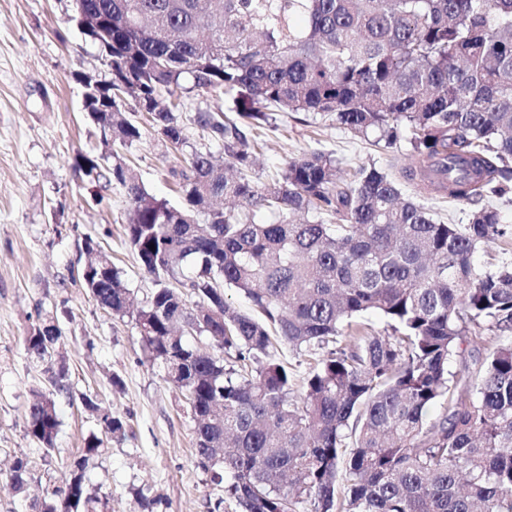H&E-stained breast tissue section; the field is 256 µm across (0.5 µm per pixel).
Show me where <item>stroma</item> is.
<instances>
[{
  "label": "stroma",
  "mask_w": 512,
  "mask_h": 512,
  "mask_svg": "<svg viewBox=\"0 0 512 512\" xmlns=\"http://www.w3.org/2000/svg\"><path fill=\"white\" fill-rule=\"evenodd\" d=\"M110 77L97 47L71 19L70 0H0V512H12L4 490L15 458L31 455L26 413L34 390L49 389V376L28 358L23 339L38 314L57 315L69 390L58 395L62 424L57 452L38 463L31 494L59 484L64 462L78 455L99 427L81 403L88 395L126 423L123 440L91 468L92 486L110 496V512H140L143 489L153 512H239L195 455V421L181 394L161 371L144 363L135 321L99 308L78 277L85 243L93 241L122 269L136 305L154 282L128 244V203L120 188L96 190L72 168L77 153L101 155L100 134L83 110L78 77ZM181 114L189 147L223 156L222 143L193 123L200 109H228L227 98L183 95ZM259 184L302 153H331L344 176L360 165L408 162L407 141L377 148L331 122L281 113L274 125L248 133ZM121 156L158 197L180 200L172 169L179 157L165 153L151 133Z\"/></svg>",
  "instance_id": "stroma-1"
}]
</instances>
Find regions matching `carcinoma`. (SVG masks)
<instances>
[{
	"mask_svg": "<svg viewBox=\"0 0 512 512\" xmlns=\"http://www.w3.org/2000/svg\"><path fill=\"white\" fill-rule=\"evenodd\" d=\"M71 2L73 20L104 24L78 29L111 79L81 82L112 146L73 168L124 192L127 241L156 285L136 310L138 344L189 405L211 481L227 482L241 512H512V226L492 203L512 189V0ZM187 81L230 97L237 118L195 113L224 162L191 149L173 205L119 151L143 137L125 116L129 98L162 146L183 150ZM278 112L386 148L404 130L409 164L395 175L370 163L347 180L330 153L312 150L259 185L245 130ZM402 179L476 208L466 224L445 223L403 196ZM496 243L498 258L474 262ZM86 253L84 288L125 316L123 272L98 245ZM227 288L252 311L232 306ZM61 337L46 315L24 338L50 374L52 391L35 392L26 414L45 461L61 426L55 395L69 391ZM279 343L309 365L302 384L275 357ZM465 344L485 354L468 360ZM83 405L101 435L27 512H105L86 473L125 423L87 395ZM32 480L33 461L16 458L14 497Z\"/></svg>",
	"mask_w": 512,
	"mask_h": 512,
	"instance_id": "cac0c4a2",
	"label": "carcinoma"
}]
</instances>
